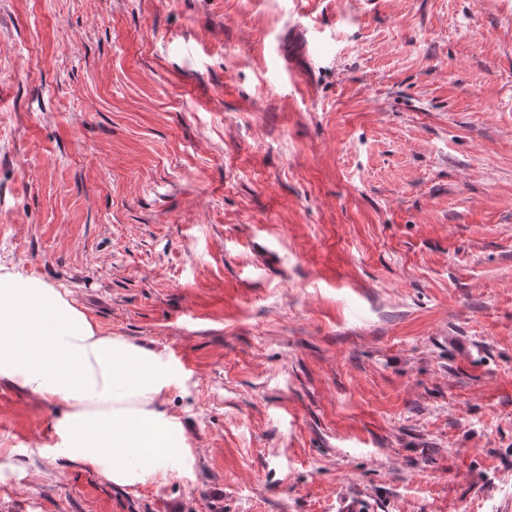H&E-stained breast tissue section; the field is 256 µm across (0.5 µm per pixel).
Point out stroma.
Wrapping results in <instances>:
<instances>
[{"instance_id":"stroma-1","label":"stroma","mask_w":512,"mask_h":512,"mask_svg":"<svg viewBox=\"0 0 512 512\" xmlns=\"http://www.w3.org/2000/svg\"><path fill=\"white\" fill-rule=\"evenodd\" d=\"M0 263L192 448L113 486L0 380V512H512V0H0Z\"/></svg>"}]
</instances>
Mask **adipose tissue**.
<instances>
[{"label":"adipose tissue","instance_id":"obj_1","mask_svg":"<svg viewBox=\"0 0 512 512\" xmlns=\"http://www.w3.org/2000/svg\"><path fill=\"white\" fill-rule=\"evenodd\" d=\"M0 379L57 404V449L114 486L156 481L190 450L165 407L179 385L165 350L102 333L69 291L2 265Z\"/></svg>","mask_w":512,"mask_h":512}]
</instances>
